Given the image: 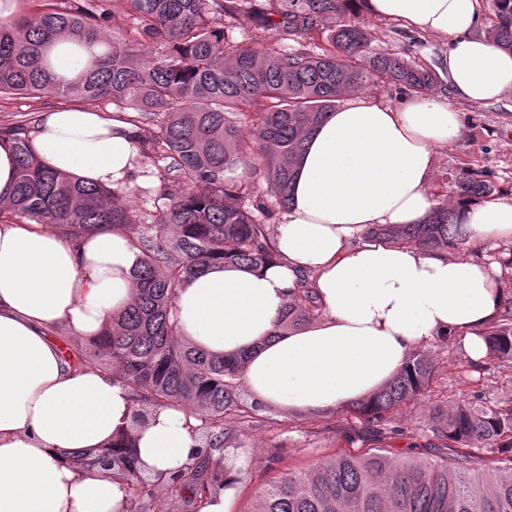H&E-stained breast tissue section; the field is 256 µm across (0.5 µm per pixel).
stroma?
<instances>
[{
	"label": "stroma",
	"mask_w": 512,
	"mask_h": 512,
	"mask_svg": "<svg viewBox=\"0 0 512 512\" xmlns=\"http://www.w3.org/2000/svg\"><path fill=\"white\" fill-rule=\"evenodd\" d=\"M371 34L368 54H394L421 65L440 67L448 53L444 36L413 32L398 21L377 17L366 7L343 16ZM236 41L256 47L321 52L327 34L293 42L241 19L230 31ZM60 98L0 97V126L33 125L39 113L66 107ZM463 130L454 143L437 148L427 193L438 204L456 208L463 196L458 181L468 175L485 181L491 197L512 195V92L485 105L463 104ZM437 372L422 396L409 404L363 424L348 406L326 414H303L268 406L230 431L226 448L243 449L233 512H255L259 495L270 481L288 471H304L317 461L344 453L384 450L396 457L433 456L431 432L435 408L447 409L465 399L476 405L512 407V362H472L459 338H441L426 344Z\"/></svg>",
	"instance_id": "35a3bbf8"
}]
</instances>
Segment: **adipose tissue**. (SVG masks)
Instances as JSON below:
<instances>
[{
	"label": "adipose tissue",
	"mask_w": 512,
	"mask_h": 512,
	"mask_svg": "<svg viewBox=\"0 0 512 512\" xmlns=\"http://www.w3.org/2000/svg\"><path fill=\"white\" fill-rule=\"evenodd\" d=\"M373 14L448 37L452 101L392 107L359 98L328 113L301 153L291 201L277 226V262L216 265L179 288L183 335L216 355L246 353L252 402L325 413L369 398L421 345L460 337L475 361L482 332L503 313L495 267L474 256L423 251L367 237L375 224H417L435 151L462 131L454 102L481 105L512 91V53L473 35L479 0H366ZM47 166L112 189L152 183L140 133L122 116L80 106L40 113L29 130ZM466 243L512 241V196L462 204ZM143 255L123 228L79 240L40 224H0V512H123L121 481L77 469L74 450L129 437L154 476L187 464L200 419L161 409L132 428L128 387L74 366L49 332L101 335L131 302ZM309 278L322 316L285 333L275 324Z\"/></svg>",
	"instance_id": "obj_1"
}]
</instances>
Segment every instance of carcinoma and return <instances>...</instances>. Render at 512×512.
<instances>
[{"mask_svg": "<svg viewBox=\"0 0 512 512\" xmlns=\"http://www.w3.org/2000/svg\"><path fill=\"white\" fill-rule=\"evenodd\" d=\"M357 0H48L32 14L0 18V93L28 97L75 96L86 105L110 100L117 109L158 126L144 157L165 160L166 183L153 223L141 224L123 192L51 170L30 147L25 128H0L14 140L16 177L0 198V223L45 224L67 238L115 226L131 234L144 255L135 295L112 319V329L79 348L82 363L116 372L134 400L132 426H144L154 410L169 407L204 420L190 462L154 478L137 468L129 441L91 454L70 453L78 467H100L123 479L125 512H170V500L189 489L197 502L224 489L225 477L202 480L225 453L227 426L262 410L240 398L237 379L245 356L224 358L189 345L173 313L174 297L188 279L216 262L257 267L276 259L269 226L254 211L285 209L304 141L346 93L371 79L396 82L422 96L438 85L430 67L400 57L366 58L368 31L358 25L331 30L332 49L321 53L275 47L258 50L236 42L230 29L246 16L288 39H312L328 19ZM490 39L512 52V0H491ZM124 26H109L118 14ZM76 38L89 54L73 79L58 76L49 60L57 42ZM249 153L266 164L273 202L245 203L241 178L232 176ZM454 211L436 207L423 224H384L367 234L389 244L446 248L462 234ZM317 309L309 281L302 280L277 329L310 322ZM487 356L512 362V301L503 318L484 332ZM436 365L425 351L368 400L352 403L370 421L421 395ZM442 443L439 459L397 458L383 451L342 455L305 472L270 482L259 512H512V407L475 406L461 400L432 416ZM491 445L505 466L487 468L452 445ZM163 486L169 497L156 494Z\"/></svg>", "mask_w": 512, "mask_h": 512, "instance_id": "1", "label": "carcinoma"}]
</instances>
